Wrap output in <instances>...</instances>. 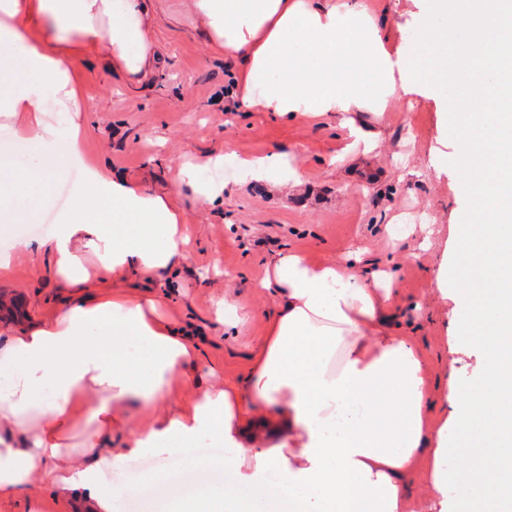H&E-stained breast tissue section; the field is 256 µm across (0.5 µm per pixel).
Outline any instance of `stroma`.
<instances>
[{
  "mask_svg": "<svg viewBox=\"0 0 512 512\" xmlns=\"http://www.w3.org/2000/svg\"><path fill=\"white\" fill-rule=\"evenodd\" d=\"M363 7L387 20L404 47L418 46L427 0H363ZM154 38L161 66L135 89L100 59L80 62L88 116L82 149L114 175L178 193L189 226L187 258L175 280L159 277L152 287L173 324L200 330L198 377L245 376L274 309L262 286L274 255L294 249L315 262H340L358 252L383 272L377 285L392 291L396 331L414 337L424 354L436 399L427 428L456 433L439 397L448 379L480 381L481 354L463 342L466 328L457 320L465 302L458 240L464 224L478 223L479 216L456 166V125L441 109L445 89L424 83L418 70L415 99L395 95L384 111L355 113L354 125L306 115L283 121L268 112L227 109L224 92L235 60L210 48L184 0H161ZM356 127L377 134L372 152L356 147ZM274 153L295 159L301 186L278 191L238 171L205 170L202 178H224L229 190L223 202L203 205L178 178L183 163L204 155ZM412 212L421 223L392 239L391 226ZM442 266L449 282L440 289L435 277ZM58 294L48 256L17 258L10 278L0 279V325L50 318ZM223 454L220 448H183L159 456L146 448L140 457L188 487L191 460ZM444 468L447 498L415 499L414 512H471L472 492L458 481L456 462Z\"/></svg>",
  "mask_w": 512,
  "mask_h": 512,
  "instance_id": "obj_1",
  "label": "stroma"
}]
</instances>
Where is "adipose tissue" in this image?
Masks as SVG:
<instances>
[{
	"instance_id": "adipose-tissue-1",
	"label": "adipose tissue",
	"mask_w": 512,
	"mask_h": 512,
	"mask_svg": "<svg viewBox=\"0 0 512 512\" xmlns=\"http://www.w3.org/2000/svg\"><path fill=\"white\" fill-rule=\"evenodd\" d=\"M210 47L238 61L232 95L280 119L297 113L384 111L412 94L414 60L393 52L385 23L359 0H189ZM421 29L429 85L444 111L466 116L458 167L480 214V242L462 239L469 269L470 343L486 354L479 384H449L442 399L456 441L426 430L430 410L422 351L390 330L389 294L370 265L316 264L285 251L264 282L276 310L244 380L195 384L200 359L187 331L169 322L141 282L184 257V214L174 193L112 175L79 147L86 110L76 60L97 56L130 86L152 79L160 55L154 0H0V127L26 151L0 153V223L40 211L53 185L81 173L52 233L0 256L49 254L61 290L52 319L0 330V501L25 497L44 512L38 485L78 512H115L123 488L107 478L145 448L160 454L203 441L231 468L235 487L204 485L194 499L170 491L172 512H257L249 488L274 473L303 487L326 512H407L412 464L426 458L445 493L443 464L490 506L512 512V0H431ZM210 156L182 167V184L212 204L227 188L204 180ZM250 180L293 189L301 176L280 155L242 158ZM194 386L191 401L177 400ZM153 412L140 426L125 408ZM362 406L346 431L330 432L343 405ZM82 430L78 454L67 442ZM130 433L113 448V431Z\"/></svg>"
}]
</instances>
